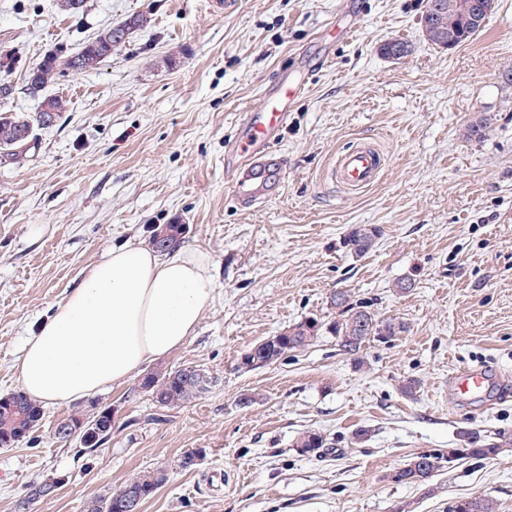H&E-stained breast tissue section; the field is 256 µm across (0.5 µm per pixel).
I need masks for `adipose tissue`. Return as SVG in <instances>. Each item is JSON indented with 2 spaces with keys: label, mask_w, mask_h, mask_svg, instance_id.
I'll return each instance as SVG.
<instances>
[{
  "label": "adipose tissue",
  "mask_w": 512,
  "mask_h": 512,
  "mask_svg": "<svg viewBox=\"0 0 512 512\" xmlns=\"http://www.w3.org/2000/svg\"><path fill=\"white\" fill-rule=\"evenodd\" d=\"M214 292L203 250L179 246L161 256L134 240L113 246L26 340L17 380L43 403H68L125 381L182 347Z\"/></svg>",
  "instance_id": "ef3b65f1"
}]
</instances>
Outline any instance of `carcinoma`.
Instances as JSON below:
<instances>
[{
  "instance_id": "carcinoma-1",
  "label": "carcinoma",
  "mask_w": 512,
  "mask_h": 512,
  "mask_svg": "<svg viewBox=\"0 0 512 512\" xmlns=\"http://www.w3.org/2000/svg\"><path fill=\"white\" fill-rule=\"evenodd\" d=\"M57 10L70 17L84 14L86 0H55ZM118 45L112 40V28L99 30L77 52L64 49L47 52L27 72L26 90L40 100H45L43 91L60 78L74 73H86L98 69ZM45 126L44 113L25 114L0 111V152H10V163L17 166L28 160L29 151L35 145V129ZM184 233L181 224H159L153 227L150 245L157 251H167L180 242ZM377 230L364 226L353 227L347 237V246L357 256L368 253L376 243ZM336 308V318L324 322L314 316L304 318L284 330L275 341L265 339L253 345L242 357L246 368H260L288 357V354L304 349L318 339L321 331L336 338V346L344 355L357 356L372 340L391 341L407 331L406 323L393 318L381 319L370 306L355 304L345 291L331 297ZM192 366L168 368L159 366L147 372L138 383V390L150 397L159 408L171 409L189 403L205 395L214 378L203 379L195 374ZM43 419L41 404L23 391H14L0 396V447L8 448L21 442L34 444ZM114 408L90 402V409L78 410L59 419L54 427L53 438L59 442L79 441L83 449L94 451L105 445L112 437ZM512 442L511 436L498 439L467 433V447L448 451V460L469 457H488L498 448ZM325 446L321 434L314 431L302 433L295 447L302 453L315 452ZM438 469L437 458L428 454L417 456L406 467L398 470L394 479L400 483L423 484L429 481ZM163 469L146 471L125 483L114 492L86 501L83 512H124L125 502L134 491L141 501L151 498L166 482ZM449 512H500L499 504L489 497H469L455 501Z\"/></svg>"
}]
</instances>
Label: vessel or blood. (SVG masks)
I'll list each match as a JSON object with an SVG mask.
<instances>
[{
	"label": "vessel or blood",
	"mask_w": 512,
	"mask_h": 512,
	"mask_svg": "<svg viewBox=\"0 0 512 512\" xmlns=\"http://www.w3.org/2000/svg\"><path fill=\"white\" fill-rule=\"evenodd\" d=\"M300 86L282 81L269 98L270 107L249 113L235 149L242 158L236 168L229 200L235 206L258 208L268 202L282 185V161L269 150V143L286 123L288 112L300 93ZM386 162L382 152L360 145L342 152L331 169L332 179L348 190L360 191L373 185ZM451 387L463 400L486 397L492 390L489 375L480 369H462L451 378Z\"/></svg>",
	"instance_id": "1"
}]
</instances>
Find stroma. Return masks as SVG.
Returning <instances> with one entry per match:
<instances>
[{
	"label": "stroma",
	"mask_w": 512,
	"mask_h": 512,
	"mask_svg": "<svg viewBox=\"0 0 512 512\" xmlns=\"http://www.w3.org/2000/svg\"><path fill=\"white\" fill-rule=\"evenodd\" d=\"M422 10L423 0H87L75 21L52 0H0V50L18 58L4 106L22 113L37 106L25 71L47 51L152 18L98 70L48 86L68 112L38 130L24 167L0 163V394L19 388L24 338L112 245L183 225L182 246L205 250L217 281L196 336L161 360L210 372V391L159 409L137 378L110 385L98 400L116 410L112 438L92 452L51 433L88 399L44 405L36 445L0 447V512L49 476L61 484L34 512H81L152 469L168 480L142 512H448L477 495L512 512V445L448 459L464 433L512 434V398L486 407L448 389L466 366L512 387V0H496L450 52L424 37ZM392 39L406 42L404 57L381 55ZM289 71L306 86L274 143L282 190L233 207L226 152ZM482 114L490 126L467 137ZM361 143L387 164L356 194L330 168ZM357 225L379 232L360 257L345 244ZM337 291L407 332L370 342L358 361L325 332L286 359L242 367L259 341L333 319ZM361 428L368 437L354 442ZM307 430L326 447L300 453ZM191 452L199 461L180 469ZM421 454L439 461L432 479L394 481Z\"/></svg>",
	"instance_id": "35a3bbf8"
}]
</instances>
